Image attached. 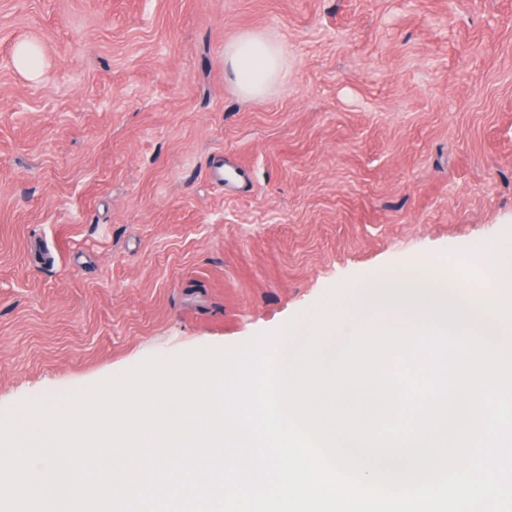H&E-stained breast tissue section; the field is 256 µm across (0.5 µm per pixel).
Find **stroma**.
<instances>
[{
	"mask_svg": "<svg viewBox=\"0 0 512 512\" xmlns=\"http://www.w3.org/2000/svg\"><path fill=\"white\" fill-rule=\"evenodd\" d=\"M510 229L512 0H0V412ZM282 45L261 33H248L224 46V69L246 98L263 95L282 74ZM13 59L16 67L30 77L41 74V50L34 42H21L14 48Z\"/></svg>",
	"mask_w": 512,
	"mask_h": 512,
	"instance_id": "1",
	"label": "stroma"
}]
</instances>
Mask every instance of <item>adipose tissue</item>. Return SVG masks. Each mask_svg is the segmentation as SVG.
Returning a JSON list of instances; mask_svg holds the SVG:
<instances>
[{"mask_svg":"<svg viewBox=\"0 0 512 512\" xmlns=\"http://www.w3.org/2000/svg\"><path fill=\"white\" fill-rule=\"evenodd\" d=\"M282 45L260 33H248L224 47V68L247 98L263 95L282 74Z\"/></svg>","mask_w":512,"mask_h":512,"instance_id":"adipose-tissue-1","label":"adipose tissue"}]
</instances>
